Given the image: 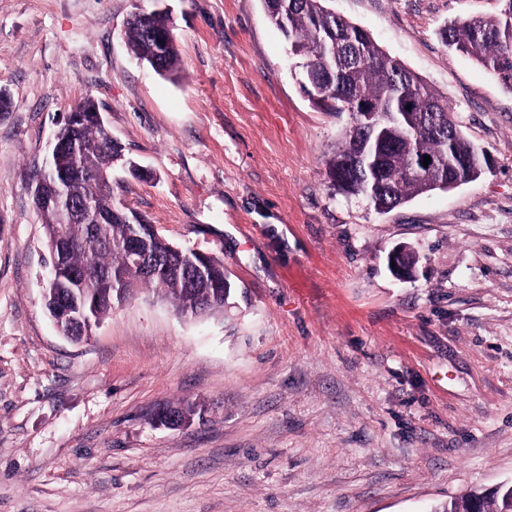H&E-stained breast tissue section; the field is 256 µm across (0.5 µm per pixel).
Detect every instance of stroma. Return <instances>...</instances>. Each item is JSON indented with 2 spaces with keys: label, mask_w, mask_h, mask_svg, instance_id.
I'll use <instances>...</instances> for the list:
<instances>
[{
  "label": "stroma",
  "mask_w": 512,
  "mask_h": 512,
  "mask_svg": "<svg viewBox=\"0 0 512 512\" xmlns=\"http://www.w3.org/2000/svg\"><path fill=\"white\" fill-rule=\"evenodd\" d=\"M327 7L445 97L478 180L386 214L332 194L349 118L308 101L262 0H0V512H426L512 482V91L439 37L498 2ZM139 9L170 16L178 79L129 50ZM87 96L131 207L221 259L227 311L140 288L59 333L29 166ZM177 401L191 423L154 426Z\"/></svg>",
  "instance_id": "1"
}]
</instances>
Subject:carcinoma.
Instances as JSON below:
<instances>
[{"mask_svg":"<svg viewBox=\"0 0 512 512\" xmlns=\"http://www.w3.org/2000/svg\"><path fill=\"white\" fill-rule=\"evenodd\" d=\"M326 2L263 0L268 20L294 52L293 61L300 63L301 79L316 94L311 102L326 112L349 116L345 141L327 162L330 189L347 198L359 197L386 213L416 197L447 192L479 178L482 165L474 162L479 150L459 129L440 94L362 27L330 12ZM499 2L498 12L455 21L441 30L440 37L512 90V0ZM155 33L167 35L162 50ZM125 36L131 52L155 72L177 76L179 56L168 17L138 12ZM366 105L382 115L374 130L359 117ZM368 144L374 145L378 169L371 179L360 169ZM117 153L104 124L88 118L72 130L70 150L55 163L77 176L68 181L47 176L43 190L56 203L41 207L38 214L48 246L63 245V274L56 291L78 289L79 315L93 327L138 284L159 288L182 313L196 307L210 312L224 308L232 285L221 261L209 259L204 282L174 269L146 275L132 262L126 242L134 210L122 200L120 184L113 183ZM426 155L436 165L408 175ZM150 252L179 260L172 243L160 235L150 238ZM429 512H512V484L469 492Z\"/></svg>","mask_w":512,"mask_h":512,"instance_id":"cac0c4a2","label":"carcinoma"}]
</instances>
